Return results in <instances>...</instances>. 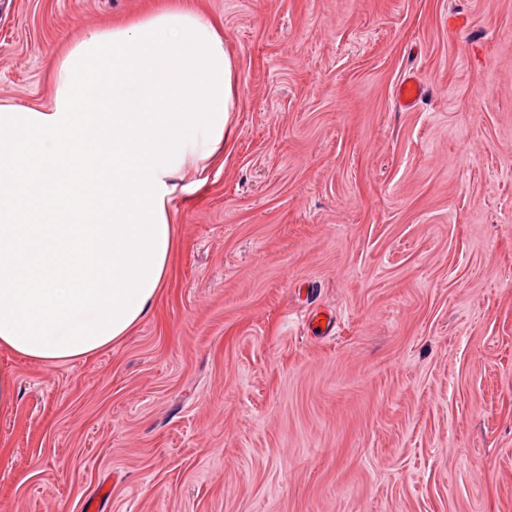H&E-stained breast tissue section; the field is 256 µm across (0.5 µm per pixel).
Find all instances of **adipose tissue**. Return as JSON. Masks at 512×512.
Here are the masks:
<instances>
[{
    "instance_id": "adipose-tissue-1",
    "label": "adipose tissue",
    "mask_w": 512,
    "mask_h": 512,
    "mask_svg": "<svg viewBox=\"0 0 512 512\" xmlns=\"http://www.w3.org/2000/svg\"><path fill=\"white\" fill-rule=\"evenodd\" d=\"M233 74L214 25L172 8L74 44L50 109L0 103V349L84 360L136 328L179 180L228 139Z\"/></svg>"
}]
</instances>
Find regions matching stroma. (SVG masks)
Masks as SVG:
<instances>
[{
  "label": "stroma",
  "mask_w": 512,
  "mask_h": 512,
  "mask_svg": "<svg viewBox=\"0 0 512 512\" xmlns=\"http://www.w3.org/2000/svg\"><path fill=\"white\" fill-rule=\"evenodd\" d=\"M173 7L224 37L233 134L130 336L0 350V512H512V0H0V101ZM15 402V379L10 367L0 365V412L9 411Z\"/></svg>",
  "instance_id": "35a3bbf8"
}]
</instances>
